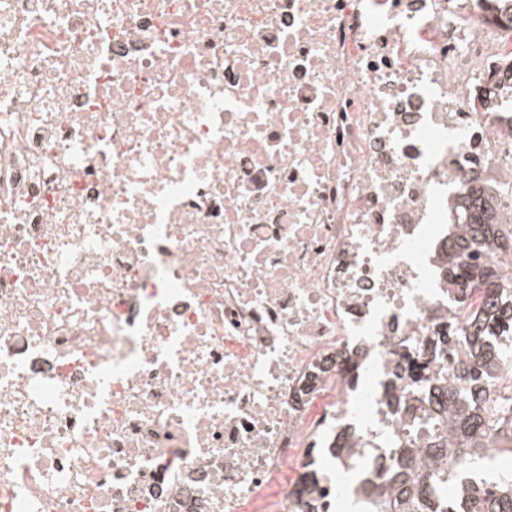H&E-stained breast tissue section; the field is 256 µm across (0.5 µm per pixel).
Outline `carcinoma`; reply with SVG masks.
I'll return each mask as SVG.
<instances>
[{
	"label": "carcinoma",
	"instance_id": "carcinoma-1",
	"mask_svg": "<svg viewBox=\"0 0 512 512\" xmlns=\"http://www.w3.org/2000/svg\"><path fill=\"white\" fill-rule=\"evenodd\" d=\"M458 211L463 229L449 245L448 287L484 288L489 303L464 331V355L448 368V411L433 408L420 421L429 432L427 457H441V444L448 442L447 466L433 469L404 455L392 471L393 488L369 502V512H456L450 486L467 496V512H512V480L489 488L465 485L477 464L512 457V419L500 415L485 386L489 369L512 367V350L495 347L497 340H512V276L503 274L501 262L483 260L491 251L512 263V230L473 194L459 199ZM497 430L494 445L490 435Z\"/></svg>",
	"mask_w": 512,
	"mask_h": 512
}]
</instances>
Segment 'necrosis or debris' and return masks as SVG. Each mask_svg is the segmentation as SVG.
I'll use <instances>...</instances> for the list:
<instances>
[{"label": "necrosis or debris", "instance_id": "1", "mask_svg": "<svg viewBox=\"0 0 512 512\" xmlns=\"http://www.w3.org/2000/svg\"><path fill=\"white\" fill-rule=\"evenodd\" d=\"M511 61L485 0H0V512L380 498Z\"/></svg>", "mask_w": 512, "mask_h": 512}]
</instances>
